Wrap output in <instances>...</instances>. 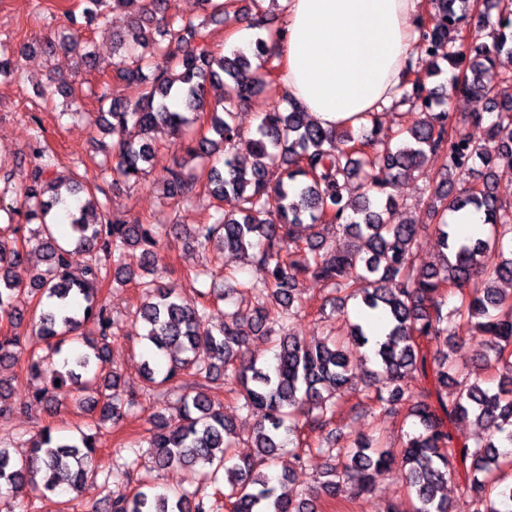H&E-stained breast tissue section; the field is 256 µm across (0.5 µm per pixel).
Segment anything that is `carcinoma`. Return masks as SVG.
I'll return each instance as SVG.
<instances>
[{
    "instance_id": "carcinoma-1",
    "label": "carcinoma",
    "mask_w": 512,
    "mask_h": 512,
    "mask_svg": "<svg viewBox=\"0 0 512 512\" xmlns=\"http://www.w3.org/2000/svg\"><path fill=\"white\" fill-rule=\"evenodd\" d=\"M81 2V15L65 12L46 50L75 53L91 68L96 55L78 17L100 22L109 7L131 9L127 33L113 39L112 72L140 85L141 95L104 108L102 94L101 107L88 114L89 123L112 135V180L131 187L153 170L158 148L149 133L160 126L183 138L185 152L202 165L223 156L222 166L207 172L204 195L224 207L215 208L209 223L192 225L188 237L219 254L230 250L261 273L228 292L233 273L198 268L193 281L203 286L204 301L192 307L158 279H142L157 270L158 226L115 219L108 201L97 197L104 190L84 186L73 168L58 170L40 133L26 169L18 172L0 158V183L15 194L7 205L0 195V211L11 222L21 215L37 225L29 237H18L20 226L10 237L0 234V313L13 322L30 318L34 335L54 354L76 346L54 368L49 357L27 353L21 337L5 334L0 364L24 362L26 376L39 381L31 391L36 403L71 399L98 412L100 422L118 420L134 396L109 366L115 322L101 292L129 283L141 288L136 315L145 325L143 339L154 357L166 359L161 376L144 361V390L173 397L182 423L158 416L149 429L152 459L172 474L193 473L199 487L189 491L178 480L160 492L142 477L132 493L112 499L109 512H214L217 499L203 484L224 494L233 512H317L320 494L334 498L343 487L361 494L381 470L395 471L414 492L413 512H450L443 489L459 475L474 512H512V482L493 478L512 467V294L498 288L512 282V197L502 192L512 185V164L499 169L483 140L450 125L445 95L421 79L423 71L430 78L447 71L453 95L485 100V112L496 114L492 124L484 125V112L463 120L512 159V76L483 82L501 54H512V0H429L415 65L403 75L395 102L408 109L400 129L385 135L371 115L356 132L327 131L291 100L274 105L258 132L247 135L232 106L210 104L209 84L231 82L241 101L276 84L275 53L266 39L257 38L249 55L218 54L209 45V22L229 13L236 0H198L203 15L196 18L180 14L176 0ZM252 6L250 25L273 36L259 0ZM492 10L497 21L484 40L463 37L472 14L488 18ZM242 152L253 158L248 168L238 161ZM431 156L440 160L437 171L427 165ZM406 179L424 184L422 205L436 219L442 249L438 264H418L414 247L428 225L403 218L402 204L389 192ZM158 182L177 205L201 201L195 178L181 164L165 168ZM471 209L483 212L488 233L460 243L448 215ZM53 212L66 221L69 241H59ZM328 226L342 232V247L328 242ZM31 247L42 252L46 269L23 278L17 270ZM128 249L140 250L136 268L123 263ZM489 253L499 257L492 267L484 261ZM308 275L335 292L339 304L353 300L383 320L384 339L373 352L382 373H370L364 397L384 413L407 409L414 430L398 450L370 438L349 448L331 441L329 426L352 392L351 357L370 343L362 325L314 346L282 334L270 364L248 355L252 340L270 336L271 314L298 315ZM449 292L457 297L451 307ZM212 298L233 306L218 326L208 319ZM471 330L484 337L485 367L500 372L495 388L454 361L453 345ZM226 385L242 407L261 412L249 444L253 453L246 456L235 453L233 422L217 395ZM88 390L97 397L83 400ZM469 416L494 434L472 442L456 437L451 425ZM308 432L326 437L313 445ZM286 442L293 445L294 465L318 455L336 459L307 497L292 494L290 476L272 470ZM97 454L95 435L56 436L47 427L25 456L14 458L0 446V490L26 484L64 509L98 468Z\"/></svg>"
}]
</instances>
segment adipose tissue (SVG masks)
<instances>
[{"label":"adipose tissue","instance_id":"obj_1","mask_svg":"<svg viewBox=\"0 0 512 512\" xmlns=\"http://www.w3.org/2000/svg\"><path fill=\"white\" fill-rule=\"evenodd\" d=\"M282 85L326 128L394 104L414 58L420 0H278Z\"/></svg>","mask_w":512,"mask_h":512}]
</instances>
